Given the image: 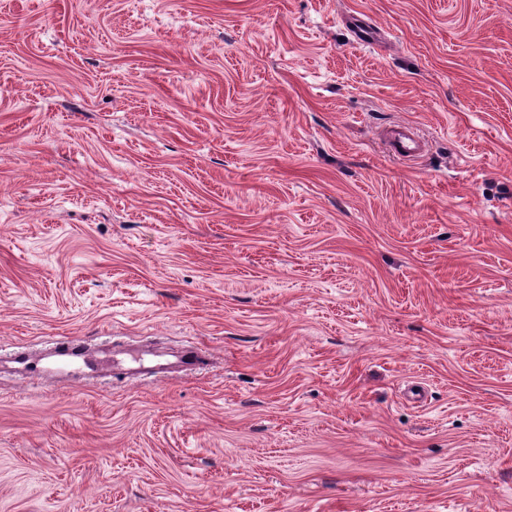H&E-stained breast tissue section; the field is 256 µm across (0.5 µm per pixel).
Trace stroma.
Returning <instances> with one entry per match:
<instances>
[{
  "label": "stroma",
  "mask_w": 512,
  "mask_h": 512,
  "mask_svg": "<svg viewBox=\"0 0 512 512\" xmlns=\"http://www.w3.org/2000/svg\"><path fill=\"white\" fill-rule=\"evenodd\" d=\"M0 512H512V0H0ZM386 140L392 155L400 158H415L424 152V142L410 127L392 128L386 132Z\"/></svg>",
  "instance_id": "stroma-1"
}]
</instances>
